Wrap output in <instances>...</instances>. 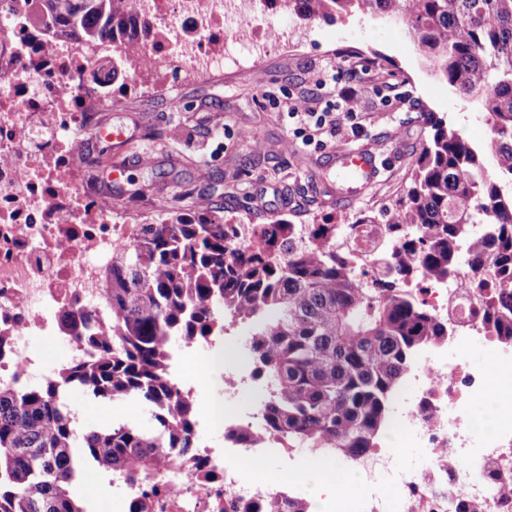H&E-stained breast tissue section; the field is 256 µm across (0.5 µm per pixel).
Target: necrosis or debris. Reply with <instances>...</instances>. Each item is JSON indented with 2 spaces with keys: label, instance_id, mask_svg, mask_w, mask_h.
I'll list each match as a JSON object with an SVG mask.
<instances>
[{
  "label": "necrosis or debris",
  "instance_id": "necrosis-or-debris-1",
  "mask_svg": "<svg viewBox=\"0 0 512 512\" xmlns=\"http://www.w3.org/2000/svg\"><path fill=\"white\" fill-rule=\"evenodd\" d=\"M135 14L149 22L136 47L120 38L54 41L39 0H0V331L10 338L1 376L40 369L31 337L57 338L59 310L93 305L113 247L129 239V225L113 223L110 208L93 206L69 142L73 129H95L97 109L112 104L113 70L133 86L161 71L187 81L253 73L299 34L291 17L264 9L262 0H136ZM416 294L447 319L448 349L418 354L417 391L399 397L386 446L342 463L362 485L352 512H454L459 505L512 512V386L483 423L473 404L487 391L488 371L469 365L478 342L512 371V345L488 336L487 293L467 272L446 282L421 280ZM194 358L225 388L200 409L199 425L219 435L238 422L259 427L258 412H224L233 389L248 384L247 373L225 374L223 352L189 344L173 367L175 379ZM269 445L265 438L254 448L201 441L190 458H176L166 480L136 491L119 481L114 487L126 512H244L247 503L288 495V486L241 472ZM406 448L423 449L426 467H400ZM387 484L396 498L382 493Z\"/></svg>",
  "mask_w": 512,
  "mask_h": 512
}]
</instances>
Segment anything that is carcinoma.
<instances>
[{
  "instance_id": "carcinoma-1",
  "label": "carcinoma",
  "mask_w": 512,
  "mask_h": 512,
  "mask_svg": "<svg viewBox=\"0 0 512 512\" xmlns=\"http://www.w3.org/2000/svg\"><path fill=\"white\" fill-rule=\"evenodd\" d=\"M60 35L105 41L127 28L131 0H41ZM301 22L383 16L413 37L430 66L486 114L477 147L444 119L413 163L396 206L357 224H385L398 247L379 258L371 288L336 249L345 224H241L208 212L133 226L102 272L99 306L58 315L84 355L38 382L0 380V512H88L75 493L93 464L130 484L156 480L171 450L196 447L194 400L173 380L175 348L241 337L262 386L261 427L230 430L241 443L352 459L380 445L399 386L426 347L448 343L439 322L401 287L463 268L497 282L489 335L512 343V0H275ZM71 389L105 401L137 400L153 421L78 430ZM252 512H310L305 499L272 497Z\"/></svg>"
}]
</instances>
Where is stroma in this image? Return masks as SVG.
<instances>
[{
    "mask_svg": "<svg viewBox=\"0 0 512 512\" xmlns=\"http://www.w3.org/2000/svg\"><path fill=\"white\" fill-rule=\"evenodd\" d=\"M350 74L369 94L360 129L347 148H364L375 159L376 177L355 199L342 197L333 167L334 146L314 148L297 138L289 105L304 100L311 110L342 112L339 76ZM266 91H259L258 81ZM444 118L470 142L485 141L489 127L475 103L461 99L434 74L400 26L353 15L272 55L260 76L225 74L180 81L163 74L150 88H133L121 104L100 112V123L124 127L113 144L85 136L96 173L122 167L110 193L115 217L135 211L151 219L207 211L247 224L286 218L296 224L353 223L379 213L408 190L413 163L431 130L430 116ZM180 127L181 137L169 134ZM266 187L263 201L257 188ZM66 403L81 427L133 422L151 429L141 403L101 401L75 389Z\"/></svg>",
    "mask_w": 512,
    "mask_h": 512,
    "instance_id": "obj_1",
    "label": "stroma"
}]
</instances>
